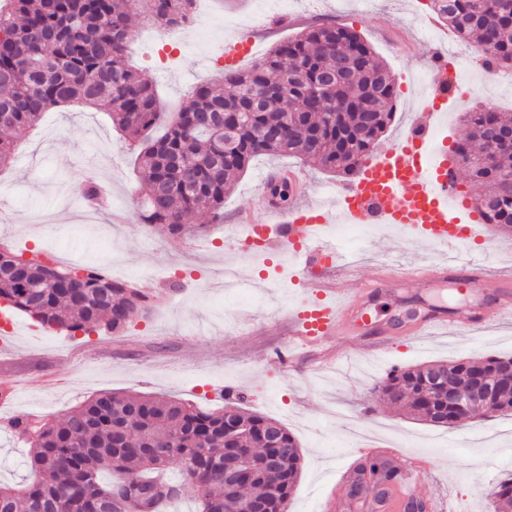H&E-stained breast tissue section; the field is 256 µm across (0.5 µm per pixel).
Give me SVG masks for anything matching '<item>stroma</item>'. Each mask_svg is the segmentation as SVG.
<instances>
[{
  "label": "stroma",
  "mask_w": 512,
  "mask_h": 512,
  "mask_svg": "<svg viewBox=\"0 0 512 512\" xmlns=\"http://www.w3.org/2000/svg\"><path fill=\"white\" fill-rule=\"evenodd\" d=\"M431 0H199L192 26L176 31L165 51L150 57L132 40L129 58L140 75L154 84L163 108L180 105L187 91L215 79L224 65L227 40H253L240 63L249 68L272 45L304 27L335 21L359 32L389 69L396 92L395 116L379 143L399 142L420 108L428 45L433 31L424 28ZM287 15L291 24L254 38V18ZM455 53L457 89L448 99L440 138L456 145L466 113L492 106L512 112V71L488 73L475 45L448 35ZM10 166L0 169V243L42 251L69 263L98 261L114 278L132 280L152 294L156 307L121 333L64 334L19 315L22 331L10 352L0 353V483L19 485L28 474L29 448L10 426L12 418L59 419L101 390L160 393L206 410L219 409L229 393H245L251 408L281 421L298 440L303 466L288 512H345V479L350 449L345 417L366 430H380L395 445L394 462L429 460L433 468L418 487L420 497L445 500L450 512H490L486 491L512 473V416H477L452 427L412 419L383 404L374 387L393 371L429 362L512 354V320L469 334L428 329L411 338L394 331L392 345L379 366L343 337L312 344L298 341L291 361L274 358L288 334V310L305 299L290 259L270 253L269 264L240 251L246 234L238 214L262 194L261 177L276 166L300 173L310 187L309 202L329 207L326 190L336 176L310 170L299 159L256 158L224 198V218L203 213L191 223L210 231L190 241H173L162 228L145 230L137 210L145 185L135 155L109 117L82 105L46 112L36 127L17 134ZM93 176L104 195L95 222L72 221L71 209L83 208L82 176ZM469 251L485 253L491 267L512 269V232L479 224ZM362 256L361 274L374 276L385 257L412 262L439 260V253L406 240L387 228L344 242ZM239 270L244 300L226 302L220 272ZM446 304L461 312L478 304L439 283L391 285L373 300L372 309L388 322L405 312L404 298Z\"/></svg>",
  "instance_id": "stroma-1"
}]
</instances>
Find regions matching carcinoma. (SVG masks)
Instances as JSON below:
<instances>
[{
  "mask_svg": "<svg viewBox=\"0 0 512 512\" xmlns=\"http://www.w3.org/2000/svg\"><path fill=\"white\" fill-rule=\"evenodd\" d=\"M463 40L476 38L485 63L512 67V0H434ZM196 0H0V130L31 129L53 107L82 104L110 114L123 138L139 148L138 174L147 185L139 213L147 228L162 225L181 240L203 235L207 224H186L206 211L224 218V196L260 155H290L311 168L351 176L370 156L394 117L395 85L372 47L336 22L280 41L247 69L225 67L193 86L172 113L154 86L126 59L132 14L169 28L193 21ZM457 163L484 189V221L512 226V113L469 112ZM164 132L156 136L154 129ZM49 282L40 266L0 274V298L44 327L67 333L114 332L148 313L153 297L129 280H116L97 263L66 265ZM512 363V356L436 362L394 372L376 388L387 403L435 425L448 386L473 373ZM448 372L421 398L423 373ZM233 413L243 433L224 434ZM12 427L31 450L29 473L18 487L0 485V512H165L193 494L202 512H236L243 502L281 512L297 483L303 455L276 419L246 408L237 396L218 411L163 394L99 393L61 421L33 428L18 416ZM246 458L257 473L224 474V457ZM178 466L180 481L166 478ZM112 474L104 482L101 475ZM404 471L387 457L361 461L348 483L355 512H370L382 487L401 491ZM156 488L150 499L137 488ZM493 512H512V474L487 494Z\"/></svg>",
  "mask_w": 512,
  "mask_h": 512,
  "instance_id": "obj_1",
  "label": "carcinoma"
}]
</instances>
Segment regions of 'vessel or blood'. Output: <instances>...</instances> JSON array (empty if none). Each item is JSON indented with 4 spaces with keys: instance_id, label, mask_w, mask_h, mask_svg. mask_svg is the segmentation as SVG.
<instances>
[{
    "instance_id": "1",
    "label": "vessel or blood",
    "mask_w": 512,
    "mask_h": 512,
    "mask_svg": "<svg viewBox=\"0 0 512 512\" xmlns=\"http://www.w3.org/2000/svg\"><path fill=\"white\" fill-rule=\"evenodd\" d=\"M428 56L431 93L397 145L376 152L351 180L336 185L335 212L324 214L318 225L310 221L309 210L299 206L269 214L278 249L293 256L297 276L307 288L302 306L288 313L290 340L319 344L332 336H346L362 342L381 334L364 307L371 282H357L351 289L333 279L336 271L353 275L356 264L337 246L335 237L322 233L325 222L396 225L410 242L446 252L435 267L413 265L408 277L448 283L462 293L478 290L493 300L492 307L480 308L465 321L448 316L445 307L430 306L423 327L468 331L488 325L494 313H512V271L492 269L480 256L456 249L474 235L479 210L474 203L453 206L448 201L458 173L448 166L446 149L436 138L448 84V51L433 44Z\"/></svg>"
}]
</instances>
